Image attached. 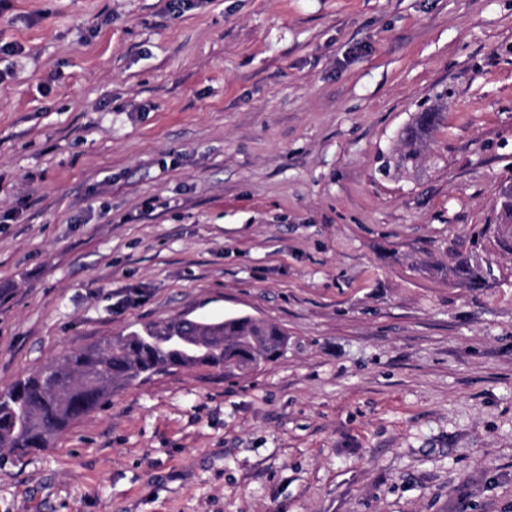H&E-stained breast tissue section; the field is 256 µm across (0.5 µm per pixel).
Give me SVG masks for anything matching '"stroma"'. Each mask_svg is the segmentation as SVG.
Masks as SVG:
<instances>
[{
	"label": "stroma",
	"instance_id": "obj_1",
	"mask_svg": "<svg viewBox=\"0 0 512 512\" xmlns=\"http://www.w3.org/2000/svg\"><path fill=\"white\" fill-rule=\"evenodd\" d=\"M508 181L512 0H11L0 394L182 314L289 346L114 392L0 512H512V253L448 276ZM442 120L443 112L439 107L414 113L411 121L401 131L399 153L394 158L386 159L382 169L390 170L391 160L399 170H409L417 166L426 148L425 138L441 125ZM457 261L455 265L448 269V274L452 276L458 284L467 288H475L483 284L485 280V273L488 269L484 270L483 266L473 260V253L465 255L456 251Z\"/></svg>",
	"mask_w": 512,
	"mask_h": 512
}]
</instances>
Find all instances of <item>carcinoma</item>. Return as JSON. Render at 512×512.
Listing matches in <instances>:
<instances>
[{
	"label": "carcinoma",
	"instance_id": "1",
	"mask_svg": "<svg viewBox=\"0 0 512 512\" xmlns=\"http://www.w3.org/2000/svg\"><path fill=\"white\" fill-rule=\"evenodd\" d=\"M443 112L431 107L414 113L401 131V149L382 169L408 170L417 166L425 138L437 129ZM494 241L512 252V223L488 224L470 237L473 251ZM483 266L473 255L457 252L448 269L458 284L475 288L485 280ZM288 350V334L278 325L250 315L222 319L184 315L147 322L126 334L70 354L58 363L19 380L0 395V452L49 448L55 438L84 415L104 407L112 393L137 379L172 368L211 366L231 375L273 362Z\"/></svg>",
	"mask_w": 512,
	"mask_h": 512
}]
</instances>
